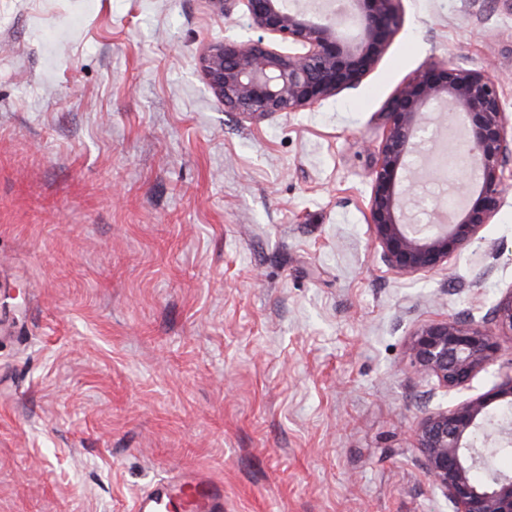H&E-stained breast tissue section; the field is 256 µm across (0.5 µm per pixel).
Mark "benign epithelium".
Segmentation results:
<instances>
[{
  "instance_id": "obj_1",
  "label": "benign epithelium",
  "mask_w": 512,
  "mask_h": 512,
  "mask_svg": "<svg viewBox=\"0 0 512 512\" xmlns=\"http://www.w3.org/2000/svg\"><path fill=\"white\" fill-rule=\"evenodd\" d=\"M259 31L272 36L206 44L197 65L218 101L248 117L301 112L355 88L375 69L399 25L396 0H325L291 6L288 0H241ZM448 113L461 130L459 146L473 180L460 183L463 204L448 224H412L407 201L419 182L412 167L417 148L433 140V112ZM386 134L375 152L368 223L385 264L400 274L439 268L470 245L498 213L503 168L512 159V138L496 70L433 61L414 72L388 101ZM512 334V292L482 322L448 317L412 335L416 370L446 391H459L493 362L499 344L486 324ZM512 408V378L497 388L428 412L414 433L421 466L454 512H512V474L486 471L490 449L512 445V423L498 413Z\"/></svg>"
}]
</instances>
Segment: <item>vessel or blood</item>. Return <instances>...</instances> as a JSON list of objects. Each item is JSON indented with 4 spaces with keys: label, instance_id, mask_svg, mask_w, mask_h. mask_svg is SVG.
Instances as JSON below:
<instances>
[{
    "label": "vessel or blood",
    "instance_id": "1",
    "mask_svg": "<svg viewBox=\"0 0 512 512\" xmlns=\"http://www.w3.org/2000/svg\"><path fill=\"white\" fill-rule=\"evenodd\" d=\"M132 512H224V484L199 470L157 482Z\"/></svg>",
    "mask_w": 512,
    "mask_h": 512
}]
</instances>
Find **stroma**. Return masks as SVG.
Instances as JSON below:
<instances>
[{
	"mask_svg": "<svg viewBox=\"0 0 512 512\" xmlns=\"http://www.w3.org/2000/svg\"><path fill=\"white\" fill-rule=\"evenodd\" d=\"M356 88L303 112L225 109L194 60L260 36L242 4L0 0V512H132L187 468L224 512H451L420 418L462 392L411 336L512 292V164L491 224L402 276L366 219L382 113L433 60L495 65L512 0H398Z\"/></svg>",
	"mask_w": 512,
	"mask_h": 512,
	"instance_id": "stroma-1",
	"label": "stroma"
}]
</instances>
